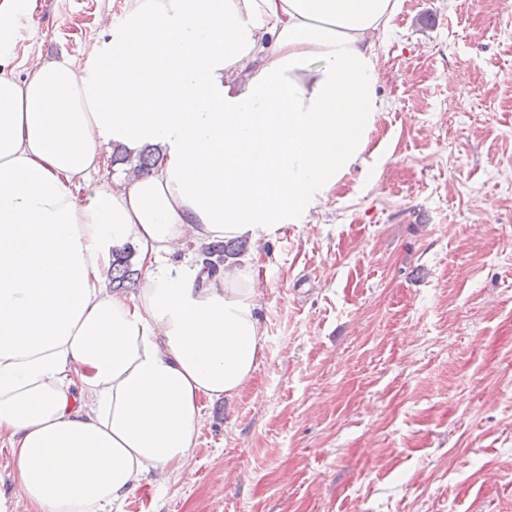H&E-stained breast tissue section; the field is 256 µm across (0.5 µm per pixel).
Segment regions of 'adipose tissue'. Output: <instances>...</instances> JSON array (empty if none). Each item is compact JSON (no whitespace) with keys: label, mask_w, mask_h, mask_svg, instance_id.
Listing matches in <instances>:
<instances>
[{"label":"adipose tissue","mask_w":512,"mask_h":512,"mask_svg":"<svg viewBox=\"0 0 512 512\" xmlns=\"http://www.w3.org/2000/svg\"><path fill=\"white\" fill-rule=\"evenodd\" d=\"M396 0H131L86 69L7 72L0 0V448L33 512H114L196 453L208 400L236 396L265 345L248 260L299 224L364 152L383 104L377 34ZM150 173L96 182L112 146ZM134 241L135 292L111 290Z\"/></svg>","instance_id":"1"}]
</instances>
